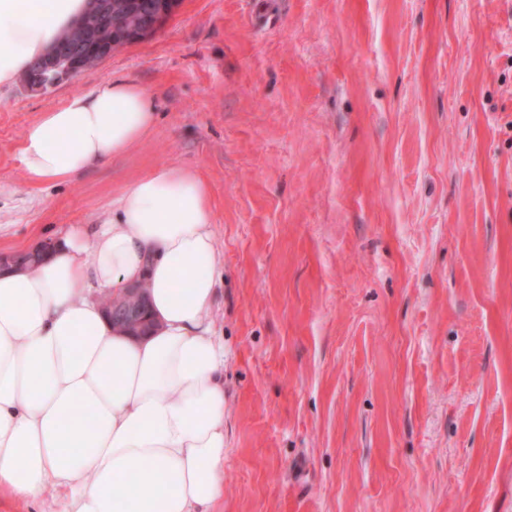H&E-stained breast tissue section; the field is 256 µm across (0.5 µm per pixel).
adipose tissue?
Here are the masks:
<instances>
[{"mask_svg": "<svg viewBox=\"0 0 512 512\" xmlns=\"http://www.w3.org/2000/svg\"><path fill=\"white\" fill-rule=\"evenodd\" d=\"M85 0H0V86L27 73ZM157 114L131 82L69 95L25 129L35 183L121 157ZM223 260L208 183L154 167L111 219L0 270V496L43 512H214L224 498ZM141 282L155 327L117 330L100 294ZM52 499H45V492Z\"/></svg>", "mask_w": 512, "mask_h": 512, "instance_id": "1", "label": "adipose tissue"}]
</instances>
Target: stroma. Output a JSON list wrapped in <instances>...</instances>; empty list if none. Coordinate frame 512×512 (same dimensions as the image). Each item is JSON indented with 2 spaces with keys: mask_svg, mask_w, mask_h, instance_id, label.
<instances>
[{
  "mask_svg": "<svg viewBox=\"0 0 512 512\" xmlns=\"http://www.w3.org/2000/svg\"><path fill=\"white\" fill-rule=\"evenodd\" d=\"M125 78L126 155L29 181L24 131ZM209 184L224 257L216 512H512V0H180L78 78L0 88V254Z\"/></svg>",
  "mask_w": 512,
  "mask_h": 512,
  "instance_id": "stroma-1",
  "label": "stroma"
}]
</instances>
